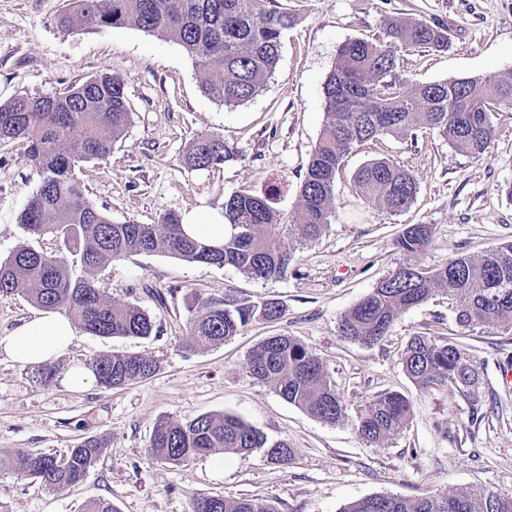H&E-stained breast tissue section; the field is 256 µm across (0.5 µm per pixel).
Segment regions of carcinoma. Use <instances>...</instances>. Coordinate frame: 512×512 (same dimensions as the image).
Returning <instances> with one entry per match:
<instances>
[{"label":"carcinoma","instance_id":"obj_1","mask_svg":"<svg viewBox=\"0 0 512 512\" xmlns=\"http://www.w3.org/2000/svg\"><path fill=\"white\" fill-rule=\"evenodd\" d=\"M58 27L78 32L92 27H131L169 36L194 58L203 92L226 106L242 105L263 89L276 68L288 15L271 0H68ZM444 29L421 20L391 17L383 40L349 39L337 52L323 93L327 117L300 185V205L288 221L271 193L234 192L224 198V225L230 231L216 245L188 236L179 216L168 213L159 224L116 223L87 197L75 175L80 163L104 159L126 136L132 112L121 79L110 72L67 88L63 93L20 96L0 103V140L26 143V160L40 184L19 216L30 238L52 234L64 251L45 254L26 244L0 260V295H23L46 311L61 312L86 332L101 337L148 338L155 323L147 310L117 305L97 287L93 271L132 254L164 252L190 262L231 266L254 279L288 276L293 253L282 238H318L331 224L336 174L355 148L381 135L417 139V131L438 129L449 146L480 157L493 138V112L512 106V74L463 77L404 89L397 71L401 53L445 47ZM234 148L218 134L193 139L184 165L209 170L224 164ZM358 194L395 214L417 194L413 175L389 159H374L354 173ZM430 224L408 226L397 241L405 253L429 247ZM454 300L463 328L512 325V241L479 255H458L442 268L424 271L407 263L379 281L339 319L341 335L373 345L389 333L398 314L427 301L438 287ZM190 313L185 344L194 348L236 336L251 321H278L285 314L277 300L187 296ZM403 369L420 389L448 383L471 386L479 374L456 343L413 337L401 358ZM97 383L127 386L154 375L155 362L139 353L114 352L88 364ZM249 373L270 383L288 403L324 422L345 415L346 406L327 379L322 362L285 335L268 337L250 355ZM411 402L402 394L375 396L357 417L367 442L399 432L409 421ZM107 448L100 437L84 439L64 455L17 448L0 453V470L40 481L57 490L80 483ZM226 454L264 451L270 462L285 464L293 448L270 441L245 420L205 413L186 423L161 420L147 445L150 458L179 464L216 450ZM193 512H274L250 498L202 495ZM341 512H512V494L462 490L453 495L408 499L398 495L364 498Z\"/></svg>","mask_w":512,"mask_h":512}]
</instances>
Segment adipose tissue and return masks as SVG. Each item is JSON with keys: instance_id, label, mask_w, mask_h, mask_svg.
Listing matches in <instances>:
<instances>
[{"instance_id": "1", "label": "adipose tissue", "mask_w": 512, "mask_h": 512, "mask_svg": "<svg viewBox=\"0 0 512 512\" xmlns=\"http://www.w3.org/2000/svg\"><path fill=\"white\" fill-rule=\"evenodd\" d=\"M75 336L70 319L58 312L45 311L0 338V351L23 364L43 365L64 355Z\"/></svg>"}]
</instances>
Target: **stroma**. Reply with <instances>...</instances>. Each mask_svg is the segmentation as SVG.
<instances>
[{"label": "stroma", "instance_id": "35a3bbf8", "mask_svg": "<svg viewBox=\"0 0 512 512\" xmlns=\"http://www.w3.org/2000/svg\"><path fill=\"white\" fill-rule=\"evenodd\" d=\"M292 14L280 60L263 91L228 108L206 96L193 59L175 40L126 28L62 32L56 19L66 0H0V101L64 91L109 71L123 80L133 121L102 160L84 163L78 178L112 221L160 223L163 216L220 210L225 197L273 191L285 217L299 207V187L325 123L323 82L347 39L382 37L388 17L416 18L444 27L446 48L406 52L404 86L512 72V0H277ZM487 156L454 151L438 131L416 140L383 135L357 147L336 176L335 215L320 237L286 239L295 262L287 277L256 280L233 267L190 263L155 252L134 254L94 273L112 302L135 303L152 315L146 339L99 337L78 330L59 371L104 354L129 351L157 364L151 378L122 388L83 390L62 381L42 385L37 368L0 352V452L23 448L65 453L85 438L110 443L82 483L49 491L38 482L0 471V512H81L104 499L116 512H192L200 494L256 498L274 512H341L371 496L451 495L463 489L512 493V328L462 329L453 302L437 288L425 303L401 312L388 336L364 345L338 331L347 310L399 266L434 270L457 254L477 255L512 240V109L493 117ZM223 135L236 151L223 166L187 168L182 157L198 134ZM388 158L418 184L414 202L392 214L358 195L353 175L372 159ZM40 179L25 145L0 141V259L33 243L47 253L61 239L28 240L18 217ZM412 224H429L422 252L401 251L396 240ZM253 302L276 299L286 308L275 323L252 322L219 345L187 350V294ZM285 334L306 345L324 365L346 405L326 423L282 399L272 384L252 377L251 353L268 337ZM457 342L479 373L477 385L422 390L400 363L412 337ZM397 391L412 413L399 433L364 441L355 422L376 395ZM204 413L238 416L294 455L285 465L263 451L198 456L180 464L149 458L147 444L162 419L184 423Z\"/></svg>", "mask_w": 512, "mask_h": 512}]
</instances>
